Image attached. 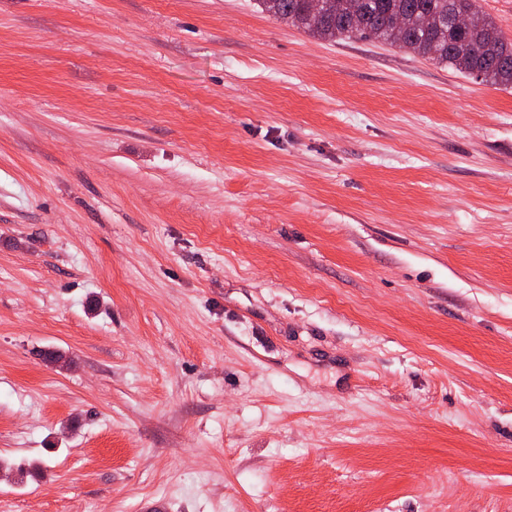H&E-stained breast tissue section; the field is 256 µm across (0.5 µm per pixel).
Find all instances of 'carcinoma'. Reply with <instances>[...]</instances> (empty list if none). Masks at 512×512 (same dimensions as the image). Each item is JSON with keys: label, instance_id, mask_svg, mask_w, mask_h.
I'll use <instances>...</instances> for the list:
<instances>
[{"label": "carcinoma", "instance_id": "cac0c4a2", "mask_svg": "<svg viewBox=\"0 0 512 512\" xmlns=\"http://www.w3.org/2000/svg\"><path fill=\"white\" fill-rule=\"evenodd\" d=\"M257 0L261 10L319 39L375 38L473 75L512 86V41L493 21L462 27L455 18L475 14L474 0Z\"/></svg>", "mask_w": 512, "mask_h": 512}]
</instances>
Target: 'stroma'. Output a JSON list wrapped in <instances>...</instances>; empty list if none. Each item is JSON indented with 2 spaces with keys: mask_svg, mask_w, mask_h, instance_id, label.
Listing matches in <instances>:
<instances>
[{
  "mask_svg": "<svg viewBox=\"0 0 512 512\" xmlns=\"http://www.w3.org/2000/svg\"><path fill=\"white\" fill-rule=\"evenodd\" d=\"M0 458V512H512V86L0 0Z\"/></svg>",
  "mask_w": 512,
  "mask_h": 512,
  "instance_id": "35a3bbf8",
  "label": "stroma"
}]
</instances>
